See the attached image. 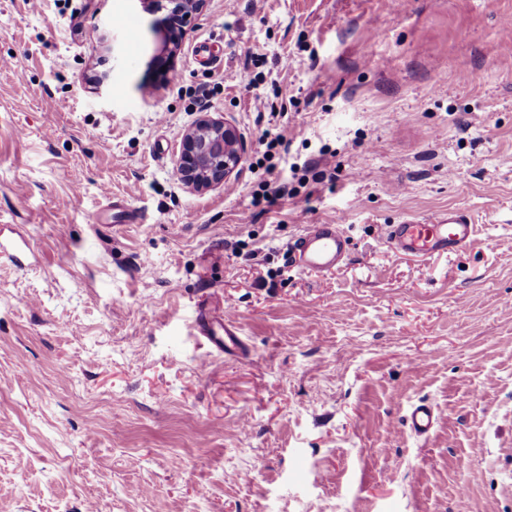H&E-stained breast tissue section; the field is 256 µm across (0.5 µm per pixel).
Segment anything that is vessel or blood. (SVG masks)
Listing matches in <instances>:
<instances>
[{
	"label": "vessel or blood",
	"mask_w": 512,
	"mask_h": 512,
	"mask_svg": "<svg viewBox=\"0 0 512 512\" xmlns=\"http://www.w3.org/2000/svg\"><path fill=\"white\" fill-rule=\"evenodd\" d=\"M476 232V224L469 213L458 208L434 213L421 219H411L391 225L387 243L396 254L426 257L457 252L467 247ZM292 267L315 274L336 269L348 256V238L338 224H309L291 246ZM238 322L232 311L223 317L207 319L198 315L194 320L197 332L205 336L219 352L242 349L236 334ZM438 421L434 406L420 402L410 408L404 417L409 432L418 437L428 436Z\"/></svg>",
	"instance_id": "vessel-or-blood-1"
}]
</instances>
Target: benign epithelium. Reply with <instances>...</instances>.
<instances>
[{
  "label": "benign epithelium",
  "mask_w": 512,
  "mask_h": 512,
  "mask_svg": "<svg viewBox=\"0 0 512 512\" xmlns=\"http://www.w3.org/2000/svg\"><path fill=\"white\" fill-rule=\"evenodd\" d=\"M155 12L173 16L187 26L205 0H144ZM183 30L165 28L163 52L172 57L178 49ZM241 139L236 129L209 116L203 117L183 136L182 151L176 169L190 187L224 182L241 163Z\"/></svg>",
  "instance_id": "1"
}]
</instances>
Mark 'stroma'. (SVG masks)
Segmentation results:
<instances>
[{"mask_svg": "<svg viewBox=\"0 0 512 512\" xmlns=\"http://www.w3.org/2000/svg\"><path fill=\"white\" fill-rule=\"evenodd\" d=\"M163 30L0 0V225L34 249L0 265V512H512V0H207L165 64ZM206 115L242 160L196 190ZM450 207L467 248L388 249ZM308 224L348 237L328 275L287 267ZM228 307L240 356L192 328ZM202 130L208 134L203 135ZM241 159V139L236 129L205 116L184 134L176 169L190 187H204L224 182ZM403 421L411 434L425 438L434 429L438 415L432 404L419 402L410 408Z\"/></svg>", "mask_w": 512, "mask_h": 512, "instance_id": "obj_1", "label": "stroma"}]
</instances>
